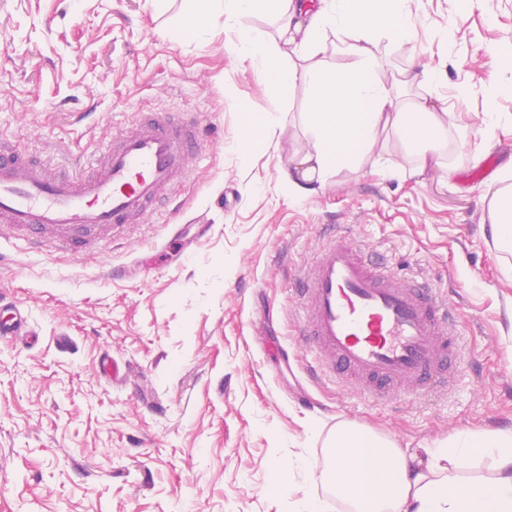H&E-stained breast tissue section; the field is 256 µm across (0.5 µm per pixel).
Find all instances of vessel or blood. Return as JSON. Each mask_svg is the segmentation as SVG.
Returning <instances> with one entry per match:
<instances>
[{"label": "vessel or blood", "instance_id": "obj_1", "mask_svg": "<svg viewBox=\"0 0 512 512\" xmlns=\"http://www.w3.org/2000/svg\"><path fill=\"white\" fill-rule=\"evenodd\" d=\"M204 140L195 119L156 111L114 133L84 170L35 161L0 140V232L26 248L80 257L125 238L163 207ZM296 334L316 378L380 403L450 394L463 369L464 320L433 280L390 272L346 231L289 271ZM14 307H0V336H22Z\"/></svg>", "mask_w": 512, "mask_h": 512}]
</instances>
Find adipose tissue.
<instances>
[{"label": "adipose tissue", "mask_w": 512, "mask_h": 512, "mask_svg": "<svg viewBox=\"0 0 512 512\" xmlns=\"http://www.w3.org/2000/svg\"><path fill=\"white\" fill-rule=\"evenodd\" d=\"M225 20L261 13L275 26L274 39L245 30L240 50L275 93L295 84L305 89L302 122L310 135L288 162L290 193L305 199L323 191L334 174L357 169L397 136L404 153L385 173L419 176L426 170L452 173L448 129L456 116L446 102L406 90L438 82L429 66L405 69L386 83L377 72L381 41L401 44L413 37L406 0H221ZM346 31V53L353 63L326 70L316 64L330 28ZM492 241L512 252V187L493 193L488 203ZM322 486L348 506V512H512V429H463L427 448H403L354 421L342 420L323 440ZM488 458L493 474L464 478L472 461Z\"/></svg>", "instance_id": "ef3b65f1"}]
</instances>
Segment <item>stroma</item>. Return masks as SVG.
I'll use <instances>...</instances> for the list:
<instances>
[{
  "instance_id": "35a3bbf8",
  "label": "stroma",
  "mask_w": 512,
  "mask_h": 512,
  "mask_svg": "<svg viewBox=\"0 0 512 512\" xmlns=\"http://www.w3.org/2000/svg\"><path fill=\"white\" fill-rule=\"evenodd\" d=\"M195 0H0V140L82 169L140 113H195L215 130L161 211L74 258L0 237V298L34 342L0 339V512H290L316 495L322 441L342 419L403 448L469 428L512 429V254L497 251L488 201L512 165V0H408L414 36L382 44L378 72L442 68L435 95L458 125L448 180L345 169L293 199L283 173L308 134L302 86L273 97L237 50L248 15L189 37ZM270 145L246 149L245 119ZM492 131H484L487 119ZM208 225L198 235V225ZM341 224L458 301L467 333L456 389L390 408L316 381L293 337L282 262L310 260ZM126 274L112 279V268ZM128 365L126 384L101 373ZM310 468L297 472L299 459ZM293 472L292 487L280 477Z\"/></svg>"
}]
</instances>
